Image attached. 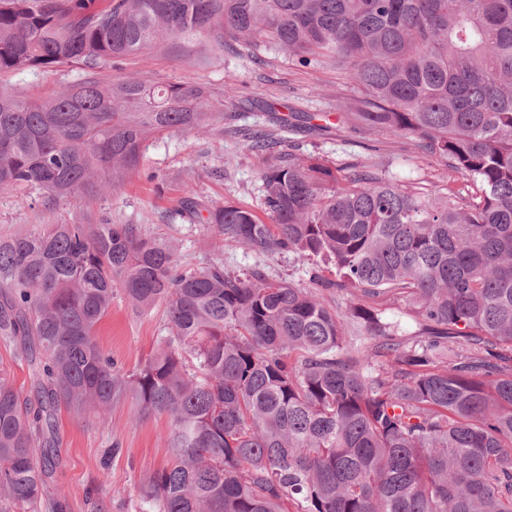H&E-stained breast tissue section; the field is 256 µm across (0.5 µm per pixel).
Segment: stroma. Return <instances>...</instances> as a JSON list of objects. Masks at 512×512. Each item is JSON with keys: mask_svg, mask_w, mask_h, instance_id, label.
Masks as SVG:
<instances>
[{"mask_svg": "<svg viewBox=\"0 0 512 512\" xmlns=\"http://www.w3.org/2000/svg\"><path fill=\"white\" fill-rule=\"evenodd\" d=\"M115 76L151 83L185 81L229 90L239 105L236 133L223 126L176 130L145 142L140 168L120 188L93 197L49 202L30 189L0 193V237L39 230L47 224H133L141 234L171 243L178 270L199 271L213 261L242 274L260 266L273 278L310 287L304 269L285 255H267L218 236L200 212L230 202L263 214L261 180L270 157L252 151L247 135L269 129L275 115L289 110L315 114L317 130L283 132L282 149L328 159L337 168L366 165L389 169L403 183L443 186L448 168L422 154L414 136L371 133L353 115V81L348 71L302 68L285 54H273L266 67L228 51L207 56L165 46L147 56L105 66L102 81ZM81 77L79 68L0 74V89L30 98H47ZM193 194L200 209L183 208ZM165 309L136 310L122 289L100 324L98 338L118 367L131 372L144 363L163 334ZM167 416L136 417L129 404L113 406L105 422L61 411L57 421V464L44 488V501L64 498L66 512H145L141 486L146 476L167 464ZM116 455H109V448Z\"/></svg>", "mask_w": 512, "mask_h": 512, "instance_id": "stroma-1", "label": "stroma"}]
</instances>
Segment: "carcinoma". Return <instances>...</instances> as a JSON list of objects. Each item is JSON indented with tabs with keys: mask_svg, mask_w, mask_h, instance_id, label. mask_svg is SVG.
<instances>
[{
	"mask_svg": "<svg viewBox=\"0 0 512 512\" xmlns=\"http://www.w3.org/2000/svg\"><path fill=\"white\" fill-rule=\"evenodd\" d=\"M204 39L349 68L361 125L413 135L453 177L426 188L290 154L261 174L270 223L208 209L224 239L312 266L313 289L219 261L179 273L134 224L0 239V337L38 393L0 374V512L41 507L59 409L101 419L125 401L172 422L142 491L156 512H512V0H0V73H84L48 100L0 93V193L114 190L146 140L232 119L223 89L98 77ZM117 284L166 307L132 374L97 338Z\"/></svg>",
	"mask_w": 512,
	"mask_h": 512,
	"instance_id": "obj_1",
	"label": "carcinoma"
}]
</instances>
